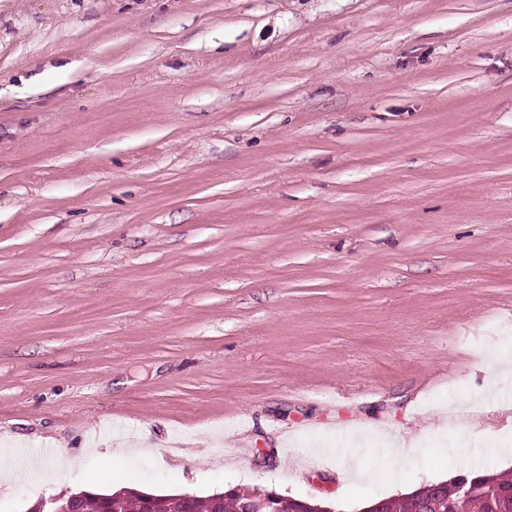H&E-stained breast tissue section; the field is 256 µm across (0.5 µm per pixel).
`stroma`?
<instances>
[{
  "mask_svg": "<svg viewBox=\"0 0 512 512\" xmlns=\"http://www.w3.org/2000/svg\"><path fill=\"white\" fill-rule=\"evenodd\" d=\"M505 356L512 0H0V512L511 475Z\"/></svg>",
  "mask_w": 512,
  "mask_h": 512,
  "instance_id": "35a3bbf8",
  "label": "stroma"
}]
</instances>
